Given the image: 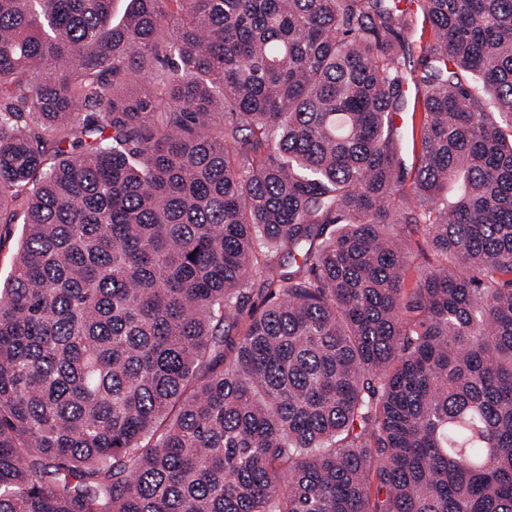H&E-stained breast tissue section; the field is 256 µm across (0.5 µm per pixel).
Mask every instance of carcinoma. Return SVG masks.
Wrapping results in <instances>:
<instances>
[{
	"label": "carcinoma",
	"instance_id": "carcinoma-1",
	"mask_svg": "<svg viewBox=\"0 0 512 512\" xmlns=\"http://www.w3.org/2000/svg\"><path fill=\"white\" fill-rule=\"evenodd\" d=\"M399 3L0 0V512H512V0L409 188ZM22 224L0 225L1 250H0V283L1 288L6 285L11 275L17 256L18 246L22 235Z\"/></svg>",
	"mask_w": 512,
	"mask_h": 512
}]
</instances>
